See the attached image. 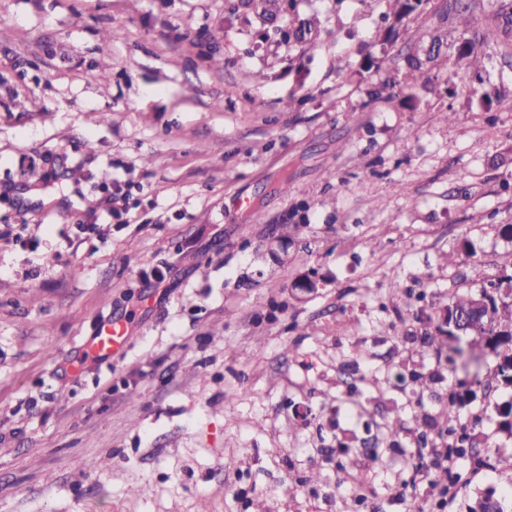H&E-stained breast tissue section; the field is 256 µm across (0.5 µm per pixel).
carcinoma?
<instances>
[{
  "instance_id": "1",
  "label": "carcinoma",
  "mask_w": 512,
  "mask_h": 512,
  "mask_svg": "<svg viewBox=\"0 0 512 512\" xmlns=\"http://www.w3.org/2000/svg\"><path fill=\"white\" fill-rule=\"evenodd\" d=\"M394 16L402 20L428 7L431 0H390ZM249 8L263 20L272 19L283 10L280 0H238V6ZM455 13L460 18L462 31L457 39L461 58L468 66L480 65V48L484 44L496 43L504 48L512 47V2L501 3L495 12V24L482 29L480 37L473 39L469 33L476 25L470 12L469 0H443L440 19ZM441 42H432L427 58L412 56L406 60L410 73L417 78L424 76L425 65L440 56ZM436 334L429 332L421 336L422 344L436 347L437 356H445L447 362L461 370L466 379L448 385V395L440 399L443 412L448 416V444L444 452L451 458L469 455L480 441L467 432H457L455 422L459 410L476 399V393L467 387V379L479 382L485 355L493 353L496 367L486 388H512V272H502L488 280L479 295L461 294L458 289L448 290V303L435 312Z\"/></svg>"
}]
</instances>
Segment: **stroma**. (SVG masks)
I'll return each mask as SVG.
<instances>
[{"label": "stroma", "instance_id": "1", "mask_svg": "<svg viewBox=\"0 0 512 512\" xmlns=\"http://www.w3.org/2000/svg\"><path fill=\"white\" fill-rule=\"evenodd\" d=\"M387 10L298 0L311 50L228 0H0V512H432L463 374L418 337L449 289L512 271V55L484 45L475 86L453 50L413 81L404 57L455 23ZM115 182L139 205L110 220ZM283 224L285 263L256 258ZM105 319L125 355L77 362ZM510 400L459 421L512 447ZM451 474L446 512L490 490L512 512V471Z\"/></svg>", "mask_w": 512, "mask_h": 512}]
</instances>
